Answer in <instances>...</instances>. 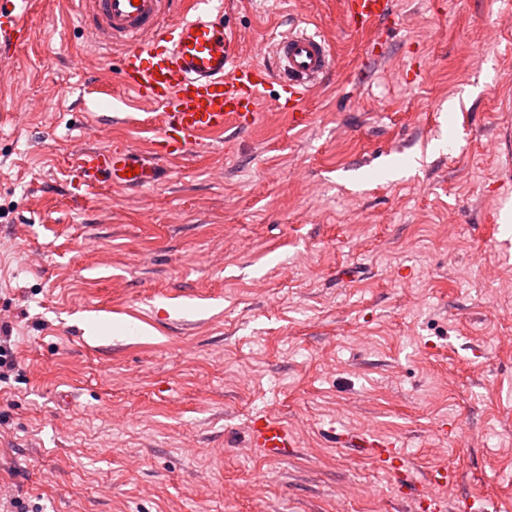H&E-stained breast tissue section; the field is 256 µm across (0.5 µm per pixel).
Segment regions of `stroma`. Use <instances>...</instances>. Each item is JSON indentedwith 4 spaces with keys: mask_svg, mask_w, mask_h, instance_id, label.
<instances>
[{
    "mask_svg": "<svg viewBox=\"0 0 512 512\" xmlns=\"http://www.w3.org/2000/svg\"><path fill=\"white\" fill-rule=\"evenodd\" d=\"M245 63L288 23L336 74L304 125L269 86L137 190L69 155L164 124L122 102L80 0H35L0 62V492L30 512H411L331 428L512 512V0H393L385 56L341 0H229ZM260 413L296 434L249 447Z\"/></svg>",
    "mask_w": 512,
    "mask_h": 512,
    "instance_id": "obj_1",
    "label": "stroma"
}]
</instances>
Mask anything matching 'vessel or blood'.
I'll list each match as a JSON object with an SVG mask.
<instances>
[{"label":"vessel or blood","mask_w":512,"mask_h":512,"mask_svg":"<svg viewBox=\"0 0 512 512\" xmlns=\"http://www.w3.org/2000/svg\"><path fill=\"white\" fill-rule=\"evenodd\" d=\"M83 17L96 39L121 47L119 82L133 98L158 106L165 127L176 135L167 157L203 145L232 124L257 114L259 94L277 84L288 96L294 124L306 121L304 102L314 87L333 76L335 58L327 40L299 27L270 35L268 59L239 60L235 31L224 22V0H82ZM393 0H343L355 30L368 31L392 14ZM31 0H0V59L12 55L29 26ZM87 191L138 190L155 184L160 169L134 146L81 148L69 163ZM249 445L278 457L295 447L293 432L269 414L252 418ZM374 462L408 476L406 460L392 443L369 439Z\"/></svg>","instance_id":"vessel-or-blood-1"}]
</instances>
